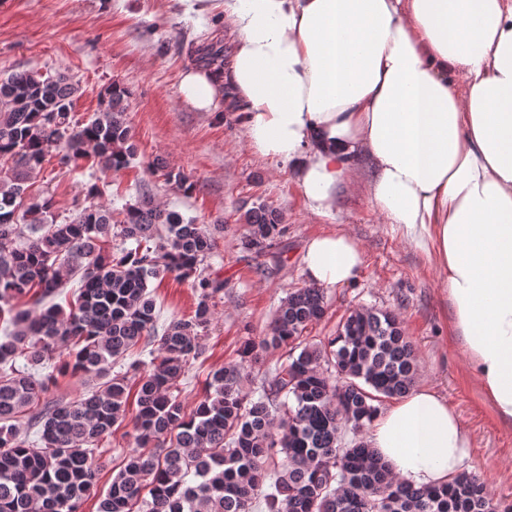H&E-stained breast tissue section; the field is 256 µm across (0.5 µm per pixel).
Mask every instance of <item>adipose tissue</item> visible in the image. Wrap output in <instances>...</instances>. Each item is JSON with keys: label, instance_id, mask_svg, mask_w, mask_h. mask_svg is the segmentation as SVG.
<instances>
[{"label": "adipose tissue", "instance_id": "obj_1", "mask_svg": "<svg viewBox=\"0 0 512 512\" xmlns=\"http://www.w3.org/2000/svg\"><path fill=\"white\" fill-rule=\"evenodd\" d=\"M224 18L230 67L189 68L184 99L209 112L235 96L253 149L292 166L314 213L333 211L367 160L371 202L431 253L468 374L512 425V0H224ZM303 262L310 284L341 287L363 252L323 235ZM369 431L417 488L459 474L473 446L429 387L380 410Z\"/></svg>", "mask_w": 512, "mask_h": 512}]
</instances>
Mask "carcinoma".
I'll use <instances>...</instances> for the list:
<instances>
[{
    "instance_id": "1",
    "label": "carcinoma",
    "mask_w": 512,
    "mask_h": 512,
    "mask_svg": "<svg viewBox=\"0 0 512 512\" xmlns=\"http://www.w3.org/2000/svg\"><path fill=\"white\" fill-rule=\"evenodd\" d=\"M78 86L67 76L13 71L0 78V512H497L481 479L466 471L447 483L414 488L391 473L361 436L384 398L409 393L417 377L414 347L399 316L357 309L336 333L302 345L326 306L322 289L296 288L281 301L268 336L243 342L239 358L212 374L187 409L175 394L190 361L203 354L198 329L212 317L224 280L204 262L214 241L200 224L149 199L114 217L95 202L69 221H48L51 195L28 183L44 163L76 166L91 157L119 171L134 154L126 119L129 91L112 83L87 123L73 120ZM242 249L261 254L285 233L284 216L264 203L244 213ZM81 274L68 308L51 302L61 270ZM162 273L193 278L194 315L158 332L150 280ZM31 297L34 311L22 303ZM156 345L150 363L110 374L139 344ZM287 348L283 362L242 390L258 349ZM99 383L73 402L43 399L55 382L40 369ZM134 447L109 488L97 492L101 441L127 418ZM38 427L34 443L19 428ZM353 437L344 441L345 430Z\"/></svg>"
}]
</instances>
